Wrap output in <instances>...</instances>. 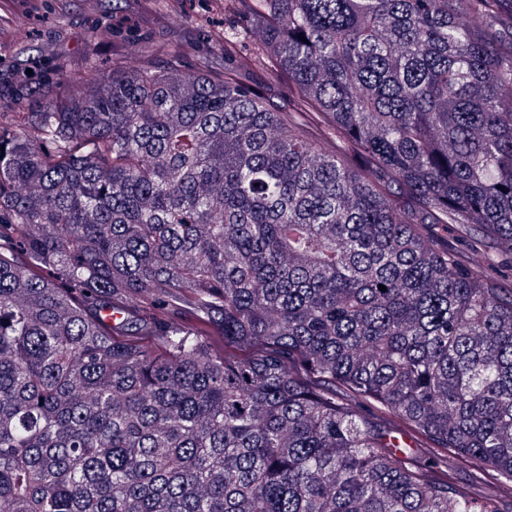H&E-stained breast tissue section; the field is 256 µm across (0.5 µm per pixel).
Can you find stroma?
Segmentation results:
<instances>
[{
	"label": "stroma",
	"instance_id": "35a3bbf8",
	"mask_svg": "<svg viewBox=\"0 0 512 512\" xmlns=\"http://www.w3.org/2000/svg\"><path fill=\"white\" fill-rule=\"evenodd\" d=\"M234 7L233 0H180L174 11L163 0H0V82L27 71L60 99L90 64L128 65L142 41L220 74L224 55L209 33L223 29Z\"/></svg>",
	"mask_w": 512,
	"mask_h": 512
}]
</instances>
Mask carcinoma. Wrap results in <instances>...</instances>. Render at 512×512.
I'll use <instances>...</instances> for the list:
<instances>
[{
	"label": "carcinoma",
	"instance_id": "obj_1",
	"mask_svg": "<svg viewBox=\"0 0 512 512\" xmlns=\"http://www.w3.org/2000/svg\"><path fill=\"white\" fill-rule=\"evenodd\" d=\"M222 47L15 78L0 512H512V0H252ZM245 76L249 82L263 86V92L270 104L280 109L288 106V84L268 80L265 71L262 69L250 70L246 72Z\"/></svg>",
	"mask_w": 512,
	"mask_h": 512
}]
</instances>
